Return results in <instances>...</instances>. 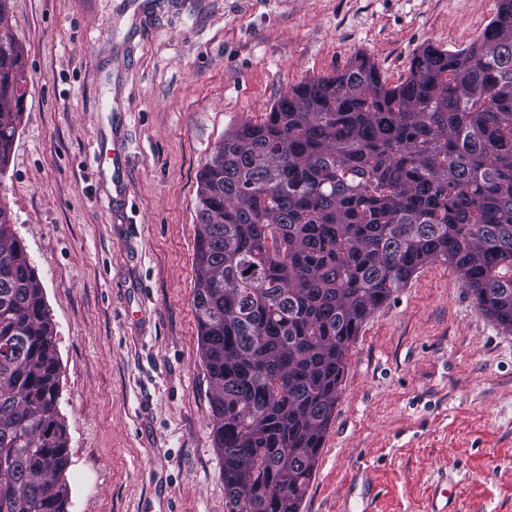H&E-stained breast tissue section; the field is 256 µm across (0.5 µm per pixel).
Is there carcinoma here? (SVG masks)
<instances>
[{"label": "carcinoma", "instance_id": "cac0c4a2", "mask_svg": "<svg viewBox=\"0 0 512 512\" xmlns=\"http://www.w3.org/2000/svg\"><path fill=\"white\" fill-rule=\"evenodd\" d=\"M0 0V173L24 52ZM194 308L228 512H300L347 351L443 261L512 331V0L483 35L292 87L224 135L199 176ZM68 437L42 284L0 203V512H68Z\"/></svg>", "mask_w": 512, "mask_h": 512}]
</instances>
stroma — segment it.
I'll use <instances>...</instances> for the list:
<instances>
[{"label":"stroma","instance_id":"1","mask_svg":"<svg viewBox=\"0 0 512 512\" xmlns=\"http://www.w3.org/2000/svg\"><path fill=\"white\" fill-rule=\"evenodd\" d=\"M25 110L0 202L56 331L69 512H225L194 309L227 132L364 55L396 84L496 0H8ZM301 512H512V332L437 261L365 321Z\"/></svg>","mask_w":512,"mask_h":512}]
</instances>
